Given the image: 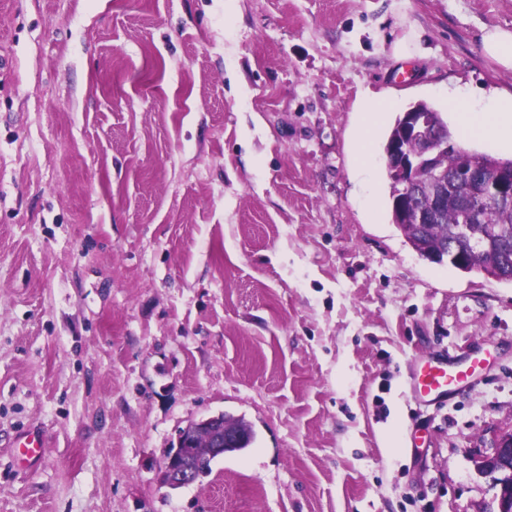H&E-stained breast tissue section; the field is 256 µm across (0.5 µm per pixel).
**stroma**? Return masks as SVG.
<instances>
[{"label": "stroma", "mask_w": 512, "mask_h": 512, "mask_svg": "<svg viewBox=\"0 0 512 512\" xmlns=\"http://www.w3.org/2000/svg\"><path fill=\"white\" fill-rule=\"evenodd\" d=\"M485 26L512 0H0V512H497L512 283L421 257L350 148L365 90L511 92ZM219 412L254 442L162 485ZM482 360L478 356L458 363H448L443 358L426 360L414 370L412 392L430 401L447 398L468 381ZM45 445L44 434L36 428H28L16 435L13 442L15 466L34 470L43 456Z\"/></svg>", "instance_id": "35a3bbf8"}]
</instances>
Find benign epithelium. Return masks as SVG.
Here are the masks:
<instances>
[{"mask_svg": "<svg viewBox=\"0 0 512 512\" xmlns=\"http://www.w3.org/2000/svg\"><path fill=\"white\" fill-rule=\"evenodd\" d=\"M448 141L415 112L406 113L405 135L386 153L387 163L399 173L400 193L395 207L400 220L422 230L440 217L448 196H453L466 223L482 224L489 209H512V168L484 171L461 162L450 170L441 162ZM465 265L456 244L428 259ZM240 436L221 416L188 424L179 431L176 448L162 468L164 485L176 489L196 481L202 463L239 450ZM478 470L499 486L498 512H512V432L498 436L492 454L477 462Z\"/></svg>", "mask_w": 512, "mask_h": 512, "instance_id": "obj_1", "label": "benign epithelium"}]
</instances>
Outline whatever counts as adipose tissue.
Returning a JSON list of instances; mask_svg holds the SVG:
<instances>
[{
	"instance_id": "1",
	"label": "adipose tissue",
	"mask_w": 512,
	"mask_h": 512,
	"mask_svg": "<svg viewBox=\"0 0 512 512\" xmlns=\"http://www.w3.org/2000/svg\"><path fill=\"white\" fill-rule=\"evenodd\" d=\"M451 122L463 143H483L501 151L512 152V94H502L476 107L469 95L449 97ZM397 104L394 99L371 95L361 99L359 122L352 137L357 166L369 171L377 166L374 155L376 137L389 113Z\"/></svg>"
}]
</instances>
